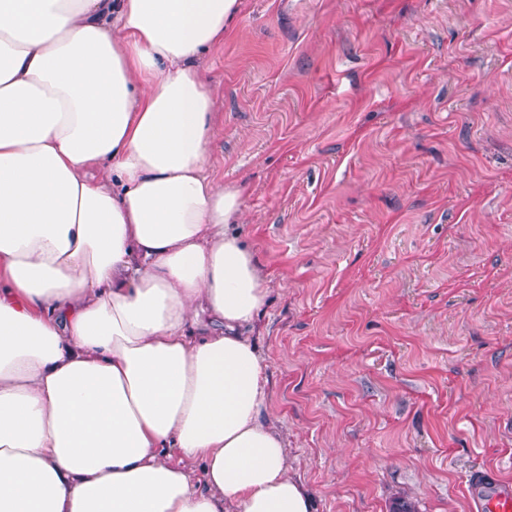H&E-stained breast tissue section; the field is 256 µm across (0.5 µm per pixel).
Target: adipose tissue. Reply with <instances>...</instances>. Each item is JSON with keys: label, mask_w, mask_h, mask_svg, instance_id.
<instances>
[{"label": "adipose tissue", "mask_w": 512, "mask_h": 512, "mask_svg": "<svg viewBox=\"0 0 512 512\" xmlns=\"http://www.w3.org/2000/svg\"><path fill=\"white\" fill-rule=\"evenodd\" d=\"M240 0H0V512H312L209 176Z\"/></svg>", "instance_id": "ef3b65f1"}]
</instances>
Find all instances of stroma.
<instances>
[{"mask_svg": "<svg viewBox=\"0 0 512 512\" xmlns=\"http://www.w3.org/2000/svg\"><path fill=\"white\" fill-rule=\"evenodd\" d=\"M198 69L313 512L512 479V0H242Z\"/></svg>", "mask_w": 512, "mask_h": 512, "instance_id": "stroma-1", "label": "stroma"}]
</instances>
